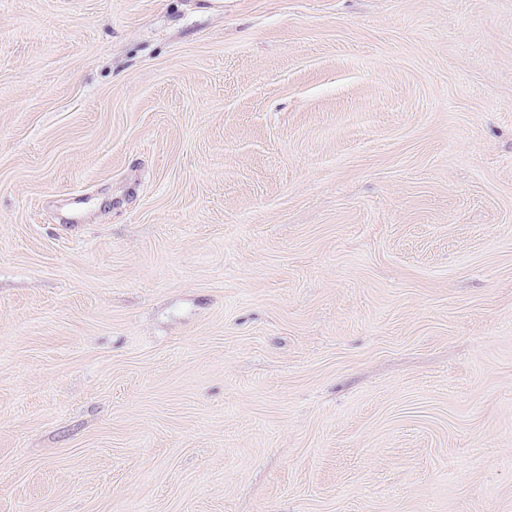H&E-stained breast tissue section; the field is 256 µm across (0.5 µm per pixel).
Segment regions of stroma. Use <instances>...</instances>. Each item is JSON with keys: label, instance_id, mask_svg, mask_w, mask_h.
<instances>
[{"label": "stroma", "instance_id": "1", "mask_svg": "<svg viewBox=\"0 0 512 512\" xmlns=\"http://www.w3.org/2000/svg\"><path fill=\"white\" fill-rule=\"evenodd\" d=\"M0 512H512V0H0Z\"/></svg>", "mask_w": 512, "mask_h": 512}]
</instances>
